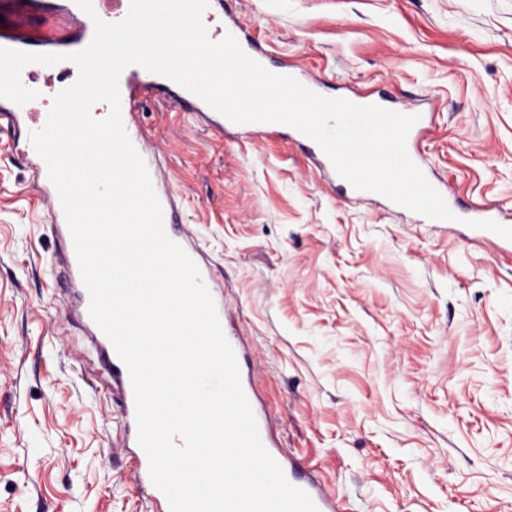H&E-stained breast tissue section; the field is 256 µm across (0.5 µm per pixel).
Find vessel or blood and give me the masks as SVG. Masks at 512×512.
<instances>
[{"label":"vessel or blood","mask_w":512,"mask_h":512,"mask_svg":"<svg viewBox=\"0 0 512 512\" xmlns=\"http://www.w3.org/2000/svg\"><path fill=\"white\" fill-rule=\"evenodd\" d=\"M221 0H210L203 19L211 40H221L226 34L237 31L235 21L226 19L220 8ZM130 0H93L96 11L95 16H88L75 3V0H66V4L55 25L39 35L0 34V46L30 52H45L47 47L57 46L64 48L65 52L74 53L84 49L92 40L94 34L93 17L115 23L125 18L128 13ZM57 67H46L39 64L26 66L21 75L23 84L40 93L38 103H27L16 109L0 110V117L6 119L24 134L41 129L47 120L48 114L43 106L49 99L65 89L66 83L57 77ZM165 88L176 102L197 106L201 100L170 79L148 72L140 66L127 67L121 74L119 88L121 94V114L127 133L144 159L151 175L154 188L164 211L165 222H172L178 209V199L165 185V162L161 153L147 142V133L141 126L136 112L137 100L149 97L158 88ZM206 126L215 131L223 132L236 126L224 116L214 110H206L204 114ZM240 132H265L275 135L284 132V125L278 123H257L254 125H240ZM23 153L29 157L30 162L41 180L40 194L49 205L51 227L55 235L63 241V250L59 256L61 265L66 269L71 284V291L75 299V307L80 321L94 337L101 352L107 358L112 369V380L115 385L114 396L118 402L121 416L125 423L124 447L130 448L134 474L140 485L146 489L149 496L156 503L158 512H170L169 503L165 495L152 483L149 475L148 458L140 447L137 439V425L133 389L127 368L117 355L112 343L101 332L91 319L88 312L89 296L81 279L79 266L67 226L64 213L59 201L58 193L50 182L45 162L36 153L31 142H24ZM259 434L263 445L271 456L281 465L286 478L293 485L305 490L313 499L318 512H340L339 501L323 487L315 482L302 479L295 472V465L290 461L282 449L273 440L268 422L265 418L257 420Z\"/></svg>","instance_id":"1"}]
</instances>
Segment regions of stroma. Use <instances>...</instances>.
Here are the masks:
<instances>
[{
	"instance_id": "35a3bbf8",
	"label": "stroma",
	"mask_w": 512,
	"mask_h": 512,
	"mask_svg": "<svg viewBox=\"0 0 512 512\" xmlns=\"http://www.w3.org/2000/svg\"><path fill=\"white\" fill-rule=\"evenodd\" d=\"M222 3L323 95L429 104L450 202L512 216V0ZM137 110L301 471L343 512H512V249L343 195L293 138ZM18 134L0 120V512H154Z\"/></svg>"
}]
</instances>
